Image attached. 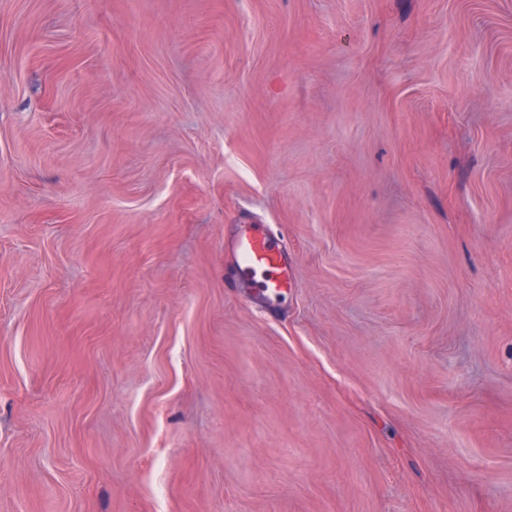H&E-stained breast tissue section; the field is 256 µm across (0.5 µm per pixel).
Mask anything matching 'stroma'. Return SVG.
<instances>
[{"label": "stroma", "mask_w": 512, "mask_h": 512, "mask_svg": "<svg viewBox=\"0 0 512 512\" xmlns=\"http://www.w3.org/2000/svg\"><path fill=\"white\" fill-rule=\"evenodd\" d=\"M0 512H512V0H0ZM239 225L231 250L240 286L252 290L253 296L274 302L288 288L292 270L288 250L263 224Z\"/></svg>", "instance_id": "35a3bbf8"}]
</instances>
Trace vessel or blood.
Here are the masks:
<instances>
[{
  "label": "vessel or blood",
  "mask_w": 512,
  "mask_h": 512,
  "mask_svg": "<svg viewBox=\"0 0 512 512\" xmlns=\"http://www.w3.org/2000/svg\"><path fill=\"white\" fill-rule=\"evenodd\" d=\"M241 287L263 300L279 299L288 286L292 260L285 246L262 225H240L231 243Z\"/></svg>",
  "instance_id": "1"
}]
</instances>
